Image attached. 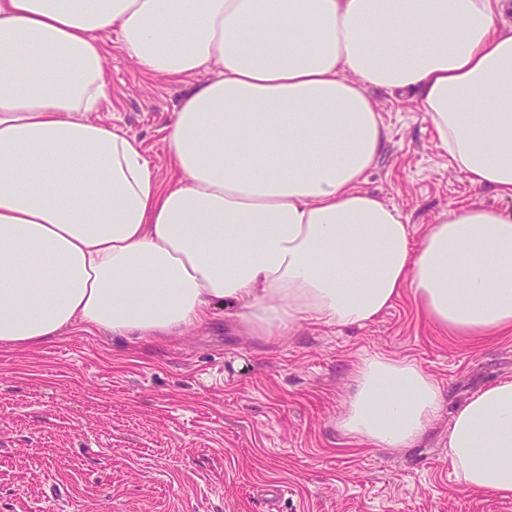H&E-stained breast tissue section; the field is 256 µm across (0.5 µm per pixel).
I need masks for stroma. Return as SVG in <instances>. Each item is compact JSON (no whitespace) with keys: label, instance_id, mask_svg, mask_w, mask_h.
<instances>
[{"label":"stroma","instance_id":"stroma-1","mask_svg":"<svg viewBox=\"0 0 512 512\" xmlns=\"http://www.w3.org/2000/svg\"><path fill=\"white\" fill-rule=\"evenodd\" d=\"M101 116L171 176L167 129L184 85L147 78L111 38ZM390 130L366 189L413 232L441 211L512 200L448 167L409 97L375 92ZM415 360L450 405L512 376V335L482 345L442 335L410 294L363 327L301 323L250 335L231 309L150 342L71 332L33 352L0 349V512H512L459 489L448 414L415 447H353L336 428L359 356Z\"/></svg>","mask_w":512,"mask_h":512}]
</instances>
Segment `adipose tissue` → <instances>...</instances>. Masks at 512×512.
I'll list each match as a JSON object with an SVG mask.
<instances>
[{
    "mask_svg": "<svg viewBox=\"0 0 512 512\" xmlns=\"http://www.w3.org/2000/svg\"><path fill=\"white\" fill-rule=\"evenodd\" d=\"M512 0H0V346L73 329L172 337L233 308L267 338L362 326L410 292L443 332H512V213L474 202L420 237L363 188L414 98L448 166L512 199ZM186 84L161 181L99 112L107 45ZM446 397L415 361L359 357L336 427L402 449ZM449 411V410H446ZM463 488L512 498V377L449 411Z\"/></svg>",
    "mask_w": 512,
    "mask_h": 512,
    "instance_id": "obj_1",
    "label": "adipose tissue"
}]
</instances>
